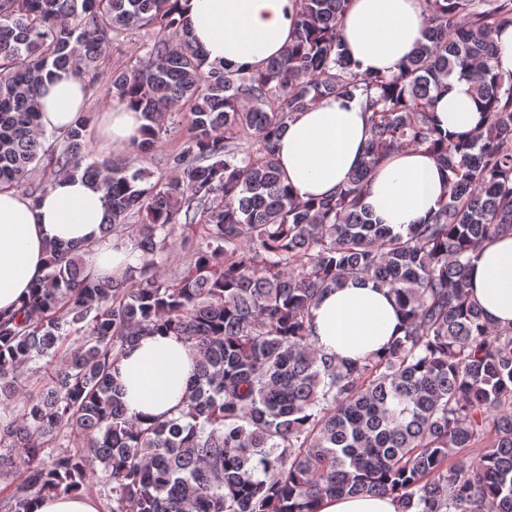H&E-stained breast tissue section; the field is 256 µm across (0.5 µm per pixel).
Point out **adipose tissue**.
<instances>
[{"instance_id": "ef3b65f1", "label": "adipose tissue", "mask_w": 512, "mask_h": 512, "mask_svg": "<svg viewBox=\"0 0 512 512\" xmlns=\"http://www.w3.org/2000/svg\"><path fill=\"white\" fill-rule=\"evenodd\" d=\"M193 38L208 62L258 71L279 56L295 30V0H181ZM422 0H350L341 28L348 56L362 74H392L423 39ZM86 106L83 82L58 70L41 95L39 124L46 131L67 127ZM433 122L447 133L476 129L482 118L467 80H454L438 98ZM140 111L116 106L106 113L102 134L115 145L140 138ZM370 137L369 114L360 97H327L295 113L277 142L276 157L290 194L305 201L347 181L360 165ZM447 191V176L421 148L392 153L372 172L364 202L375 223L397 231L426 223ZM106 219L103 190L81 175L58 177L36 198L0 190V313L15 312L30 287L46 274L47 244L57 240L91 245L88 263L99 276L120 277L134 257L125 247L98 248ZM468 291L486 321L512 327V235L487 243L467 273ZM321 350L361 359L401 335L403 316L388 289L348 283L328 291L313 312ZM196 358L176 336L140 337L115 375L129 415L162 420L176 415ZM316 512H399L387 495L327 497Z\"/></svg>"}]
</instances>
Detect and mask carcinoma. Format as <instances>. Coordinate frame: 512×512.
I'll list each match as a JSON object with an SVG mask.
<instances>
[{"mask_svg":"<svg viewBox=\"0 0 512 512\" xmlns=\"http://www.w3.org/2000/svg\"><path fill=\"white\" fill-rule=\"evenodd\" d=\"M282 54L263 70L206 65L179 0H0V188L35 197L60 175L105 191L102 235L130 228L140 263L121 278L87 271L84 247L52 244L44 281L0 316V512L35 496L99 494L111 512H314L325 497L391 495L400 512H512V327L487 322L467 292L472 258L512 233V74L493 73V34L512 0H423L424 42L391 75L347 56L349 0H297ZM143 54L107 70L135 30ZM53 69L139 108L136 152L156 153L173 112L183 147L166 181L89 157L90 119L39 125ZM470 80L483 125L455 139L431 121L435 97ZM370 112L361 166L331 194L288 193L276 139L295 112L356 96ZM425 147L448 172L426 224L373 222L372 170ZM178 245L181 275L158 259ZM350 281L388 288L405 316L383 352L351 360L317 346L312 309ZM180 337L196 356L183 408L147 423L128 415L114 373L146 334ZM48 372L18 385L30 364Z\"/></svg>","mask_w":512,"mask_h":512,"instance_id":"obj_1","label":"carcinoma"}]
</instances>
